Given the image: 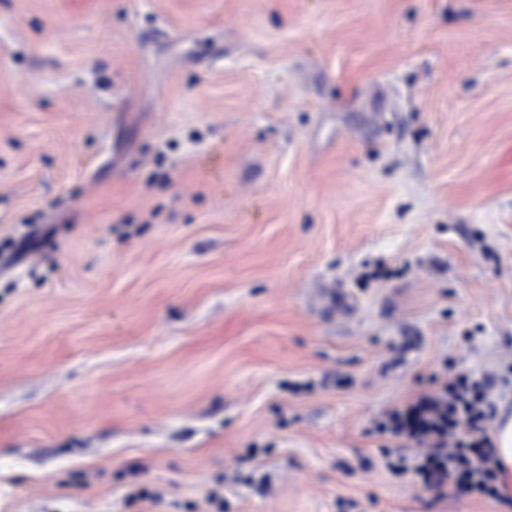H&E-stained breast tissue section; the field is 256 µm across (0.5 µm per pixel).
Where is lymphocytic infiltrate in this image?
<instances>
[{
  "label": "lymphocytic infiltrate",
  "mask_w": 512,
  "mask_h": 512,
  "mask_svg": "<svg viewBox=\"0 0 512 512\" xmlns=\"http://www.w3.org/2000/svg\"><path fill=\"white\" fill-rule=\"evenodd\" d=\"M495 412V401L480 383L457 375L389 412L379 429L424 447L412 471L425 485L465 486L498 499L500 465L485 427Z\"/></svg>",
  "instance_id": "f902f5d3"
}]
</instances>
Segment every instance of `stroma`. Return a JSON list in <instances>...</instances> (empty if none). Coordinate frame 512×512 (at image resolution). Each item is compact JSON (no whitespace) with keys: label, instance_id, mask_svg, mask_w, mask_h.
I'll return each instance as SVG.
<instances>
[{"label":"stroma","instance_id":"35a3bbf8","mask_svg":"<svg viewBox=\"0 0 512 512\" xmlns=\"http://www.w3.org/2000/svg\"><path fill=\"white\" fill-rule=\"evenodd\" d=\"M512 411V0H0V512H512L375 425Z\"/></svg>","mask_w":512,"mask_h":512}]
</instances>
